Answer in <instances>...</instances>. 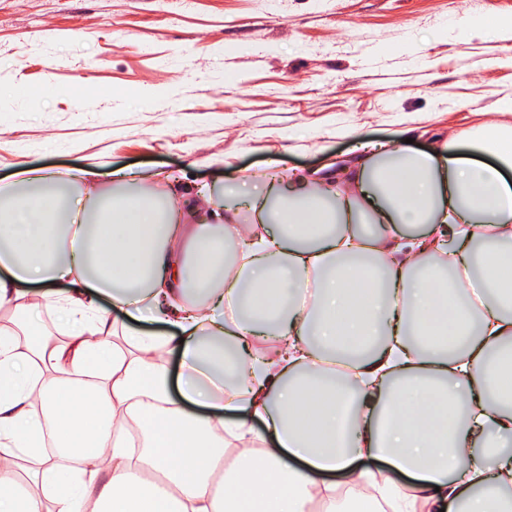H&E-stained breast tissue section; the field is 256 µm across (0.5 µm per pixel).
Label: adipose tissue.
I'll return each mask as SVG.
<instances>
[{
	"mask_svg": "<svg viewBox=\"0 0 512 512\" xmlns=\"http://www.w3.org/2000/svg\"><path fill=\"white\" fill-rule=\"evenodd\" d=\"M511 172L493 119L430 151L375 144L341 178L254 177L246 224L235 185L179 200L127 168L17 172L0 184V512H243L251 484L336 512L330 475L357 461L417 480L395 512H490L512 480V356L492 355L512 340ZM474 285L449 352L433 298ZM101 298L161 330L117 327ZM340 314L377 341L346 362L339 431L316 381Z\"/></svg>",
	"mask_w": 512,
	"mask_h": 512,
	"instance_id": "ef3b65f1",
	"label": "adipose tissue"
}]
</instances>
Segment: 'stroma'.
<instances>
[{
    "mask_svg": "<svg viewBox=\"0 0 512 512\" xmlns=\"http://www.w3.org/2000/svg\"><path fill=\"white\" fill-rule=\"evenodd\" d=\"M512 0H0V179L129 167L146 190L431 150L512 95Z\"/></svg>",
    "mask_w": 512,
    "mask_h": 512,
    "instance_id": "1",
    "label": "stroma"
}]
</instances>
